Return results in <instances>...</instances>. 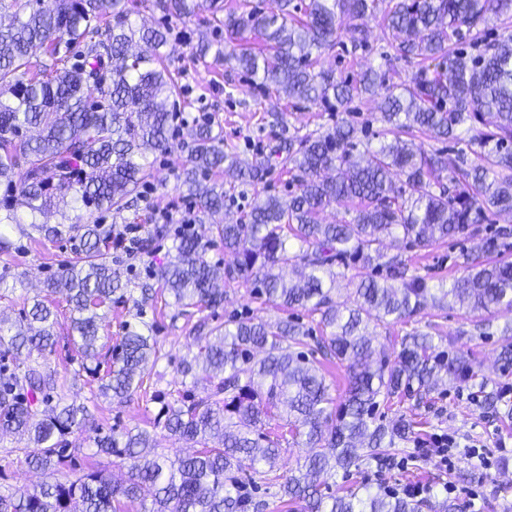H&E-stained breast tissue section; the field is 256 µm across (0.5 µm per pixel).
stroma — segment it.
<instances>
[{
  "label": "stroma",
  "instance_id": "stroma-1",
  "mask_svg": "<svg viewBox=\"0 0 512 512\" xmlns=\"http://www.w3.org/2000/svg\"><path fill=\"white\" fill-rule=\"evenodd\" d=\"M154 2L126 0L133 21L168 27L164 52L170 69L179 72L182 86L175 107L179 133L173 139L170 151L147 153L144 160L146 177L143 185L150 188L156 208L165 209L173 204L182 209L190 206V199L176 189L175 177L192 146L187 131L195 118L204 112L212 117L214 128L223 135L225 145L233 146L240 158L247 162L267 155L281 137L320 132L340 120L353 123L359 137L370 138L375 143L382 140V94L356 97L335 112H326L308 103L292 102L282 94H265L254 88L250 77L244 73L228 72L223 66H207L196 61L192 52L194 45L201 38L215 36L208 11L179 20L164 17ZM365 23L370 30L369 48L351 55L345 47H336L323 55V66L345 76L384 64L394 84L408 80L415 70L414 64L401 59L387 62L381 56L384 47L381 15L370 16ZM175 231V225H168L166 234L155 240L150 253L140 258H129L122 248L110 246L108 253L112 267L120 272L129 294L112 302L109 345H116L123 334L124 323L133 320L140 310L133 303V293L138 292L142 284L153 283L158 268L174 257ZM0 232L20 242L19 249L12 255L0 256V317L14 322L19 319L27 298L42 291L45 280L71 261L74 251L64 240L20 238L13 225L0 227ZM402 254L419 275L451 281L464 275L469 260L512 258V214L505 212L493 216L490 221L480 224L477 232L440 244L403 248ZM141 310L152 326L159 350L158 360L145 381L151 388L165 392L180 384L177 367L183 357L196 351L189 333L191 324L185 318L175 317L174 307L166 305L161 295L157 296L155 304L145 305ZM248 312L270 322L283 316L279 307L254 303L249 288L233 283L226 288L223 306L209 311L208 317L219 324L232 315ZM480 322L489 324L488 333L477 331L476 325ZM507 322H512V312L481 314L456 304L445 311H429L407 323L374 326V343L390 354L396 351L397 340L412 329L431 330L433 335L444 337L448 352H469L478 367L480 379H487L494 389L506 390L504 402L512 405V371H503L499 361L502 348L512 343V338L500 334L501 327ZM64 357L65 352L61 349L45 357L48 366L62 372L60 396L69 402H89L90 410L103 430L143 428L156 417L158 403L140 394L123 402L109 397L91 398L87 385L73 381L71 374L64 372ZM477 391V381H454L430 391L420 402L412 396L404 397L402 407L426 419L424 440H431L437 434L466 438L493 453L494 468L482 469L469 458L467 448L461 447L456 452L454 468L447 472L432 458L416 451L414 443L410 442L383 467L390 483L426 485L431 489L429 500L433 503L445 498L444 486L450 483L459 490L457 502L475 503L480 512H512V420L504 418L502 413L482 409L477 403ZM502 444L507 445L508 454H498L497 449ZM24 445L20 437H0V487L25 489L42 481L39 471L18 461L15 451Z\"/></svg>",
  "mask_w": 512,
  "mask_h": 512
}]
</instances>
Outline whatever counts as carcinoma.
<instances>
[{"mask_svg": "<svg viewBox=\"0 0 512 512\" xmlns=\"http://www.w3.org/2000/svg\"><path fill=\"white\" fill-rule=\"evenodd\" d=\"M122 2L53 0L46 8L44 0H13L0 10V185L6 191L0 225L21 224L22 208L30 217L20 228L24 236L72 238L79 249L18 322L6 328L0 320V433L25 438L17 452L47 476L32 488L0 491V512H124L135 503L139 512H262L267 501L253 498L261 483L307 512H423L429 504L422 500L367 486L341 496L326 490L338 471L384 462L422 434L426 422L415 416L379 422L380 403L393 406L403 392L426 393L442 379L477 376L468 358L441 349L445 337L418 329L401 337L399 351L387 358L373 347L371 322H407L455 303L474 313L512 312V260L472 263L462 277L431 286L410 272L402 254H388L403 244L432 246L512 211V33L475 56L460 48L463 30L511 19L512 0H388L382 57L417 62L397 94L380 67L355 78L319 67L322 54L344 38L355 49L368 47L360 20L377 12L379 0H273L268 9L244 3L228 10L210 0L217 29L231 40L257 35L265 48L226 52L203 39L196 58L211 55L261 89L326 111L384 88L381 121L392 140L374 148L355 140L353 127L337 124L285 138L269 155L243 163L224 150L211 117L189 129L193 146L177 189L203 215L224 210L238 183L286 173L297 188L265 195L239 220L210 225L207 237L193 228L178 233L174 258L156 272L161 292L188 319L224 304L205 258L208 245L218 242L235 257L224 269L225 283L249 285L261 306L317 316L327 333L313 337V328L294 316L267 322L235 315L216 325L199 318L190 329L198 352L178 366L182 388L151 394L161 404L153 426L195 448L175 460L155 451L145 428L101 434L88 406L58 396L56 370L20 359L54 351L56 294L70 306L67 347L74 354L67 362L77 364L74 380L87 373L100 394L123 400L143 389L158 359L155 338L129 329L104 375L87 366L98 355L104 308L114 294L127 293L108 261L112 225L69 224L64 211L58 224L39 221L62 205L122 212L144 180L145 154L171 148L177 119L171 100L181 86L160 51L166 32L133 24ZM155 7L166 17L191 18L201 0H157ZM38 51L51 60L41 69L33 62ZM461 128L470 133L464 149L427 153L413 143L421 135L460 142ZM333 205L350 219L322 223L320 214ZM291 238L298 242L294 251ZM352 264L378 276H351L355 305L343 311L332 291ZM311 338L348 373L346 398L334 412L321 363L294 351ZM189 378L206 380L207 396L185 389ZM173 394L178 399L171 403ZM87 428L95 432L96 455L131 461L125 482H112L97 466L75 480L60 478L79 452L65 436ZM289 437L308 451L281 475L277 461Z\"/></svg>", "mask_w": 512, "mask_h": 512, "instance_id": "carcinoma-1", "label": "carcinoma"}]
</instances>
